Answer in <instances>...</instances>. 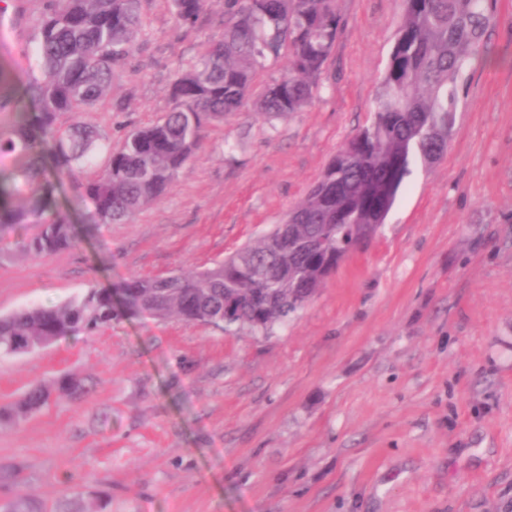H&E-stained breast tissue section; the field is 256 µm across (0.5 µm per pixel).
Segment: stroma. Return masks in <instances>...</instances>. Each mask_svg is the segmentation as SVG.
Returning <instances> with one entry per match:
<instances>
[{"label":"stroma","instance_id":"stroma-1","mask_svg":"<svg viewBox=\"0 0 512 512\" xmlns=\"http://www.w3.org/2000/svg\"><path fill=\"white\" fill-rule=\"evenodd\" d=\"M321 88L293 115L254 106L206 130L169 192L99 224L71 181L78 231L45 258L0 253V314L208 267L280 222L367 121L399 0H339ZM40 0L8 8L0 65L36 73ZM132 72L94 112L119 140L170 107L177 71L223 33L224 0L192 31L147 0ZM66 373L88 388L0 426V501L45 512H512V0H497L466 72L447 155L415 169L378 236L265 333L122 315L90 336L0 356V404Z\"/></svg>","mask_w":512,"mask_h":512}]
</instances>
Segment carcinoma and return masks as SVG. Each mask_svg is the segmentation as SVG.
<instances>
[{"label": "carcinoma", "mask_w": 512, "mask_h": 512, "mask_svg": "<svg viewBox=\"0 0 512 512\" xmlns=\"http://www.w3.org/2000/svg\"><path fill=\"white\" fill-rule=\"evenodd\" d=\"M143 0H41L35 52L40 75L23 97L0 153L18 168L0 176V233L27 225L17 251L47 257L72 248L76 230L54 206L62 176L78 187L97 222H127L163 196L199 148L205 130L241 110L250 97L264 116L286 117L312 101L344 27L339 0H224V33L179 70L169 84L173 107L153 123L128 129L105 148L95 168L99 137L86 121L99 111L112 83L132 72L143 33ZM497 0H401V18L369 122L332 157L320 179L282 223L232 257L195 273L132 277L115 288L46 307L31 305L0 316V355H15L59 339L88 336L109 325L123 298L127 311L190 325L266 332L302 309L345 257L369 245L399 192L420 163L448 151L465 71L483 44ZM176 22L192 29L206 0H169ZM285 60L288 73L253 95L266 63ZM26 192L28 201L11 197ZM83 391L80 378L57 382V392ZM37 385L0 406V425L17 424L48 405ZM0 512H43L17 493Z\"/></svg>", "instance_id": "carcinoma-1"}]
</instances>
